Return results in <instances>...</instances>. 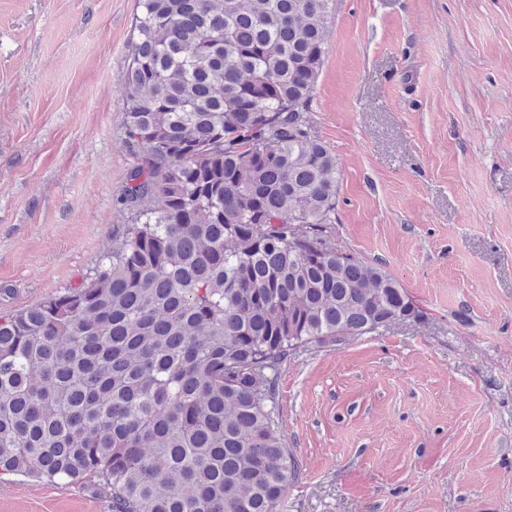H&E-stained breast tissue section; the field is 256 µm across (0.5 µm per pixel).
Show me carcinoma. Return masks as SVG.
<instances>
[{"mask_svg": "<svg viewBox=\"0 0 512 512\" xmlns=\"http://www.w3.org/2000/svg\"><path fill=\"white\" fill-rule=\"evenodd\" d=\"M335 0H138L122 236L0 314V473L98 481L112 512H276L298 465L280 370L419 317L331 238L311 102Z\"/></svg>", "mask_w": 512, "mask_h": 512, "instance_id": "carcinoma-1", "label": "carcinoma"}]
</instances>
